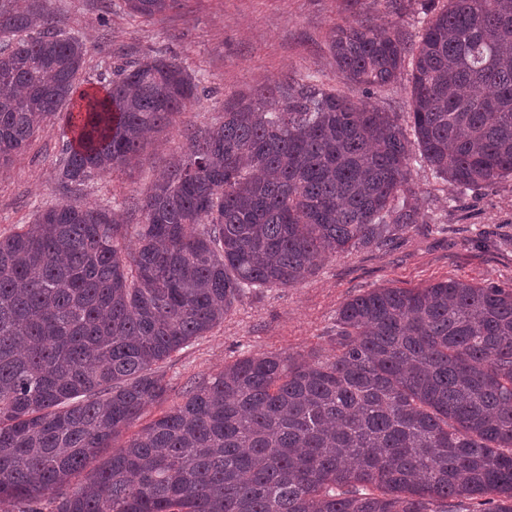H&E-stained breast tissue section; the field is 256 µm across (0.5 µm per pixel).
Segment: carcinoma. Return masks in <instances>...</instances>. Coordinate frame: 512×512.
I'll use <instances>...</instances> for the list:
<instances>
[{
	"mask_svg": "<svg viewBox=\"0 0 512 512\" xmlns=\"http://www.w3.org/2000/svg\"><path fill=\"white\" fill-rule=\"evenodd\" d=\"M0 0V166L51 117L58 180L143 161L206 87L146 52L84 87L88 49L43 0ZM150 21L181 0H123ZM367 94L413 59L414 141L395 113L285 79L185 128L123 214L81 203L0 237V504L24 512H512V285L446 280L344 302L332 355L262 353L185 389L160 364L256 287L416 221L411 145L462 189L512 175V0H448L418 39L332 28ZM85 475L75 489L72 478Z\"/></svg>",
	"mask_w": 512,
	"mask_h": 512,
	"instance_id": "carcinoma-1",
	"label": "carcinoma"
}]
</instances>
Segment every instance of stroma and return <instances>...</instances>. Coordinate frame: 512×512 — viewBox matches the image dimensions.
I'll return each instance as SVG.
<instances>
[{
    "label": "stroma",
    "mask_w": 512,
    "mask_h": 512,
    "mask_svg": "<svg viewBox=\"0 0 512 512\" xmlns=\"http://www.w3.org/2000/svg\"><path fill=\"white\" fill-rule=\"evenodd\" d=\"M46 5L86 44L90 58L81 77L89 82L111 69L120 47L136 56L151 50L177 56L211 90L185 116L193 127L219 124L232 95H250L287 77L314 76L352 99L395 113L405 134L413 132L407 76L364 95L339 74L328 32L337 24H369L413 39L425 18V0H189L148 22L130 19L123 0H112L108 16L95 0H46ZM66 140L59 121H47L31 149L0 168V236L63 202L116 207L142 197L169 161L189 148L184 131L173 130L152 140L136 171L105 172L69 193L57 180ZM411 179L418 190L416 224L385 246L327 257L295 286L251 289L221 325L162 364L172 386L170 401L245 355L333 353L339 306L369 289L421 288L448 279L511 284L512 176L463 191L416 165Z\"/></svg>",
    "instance_id": "stroma-1"
}]
</instances>
